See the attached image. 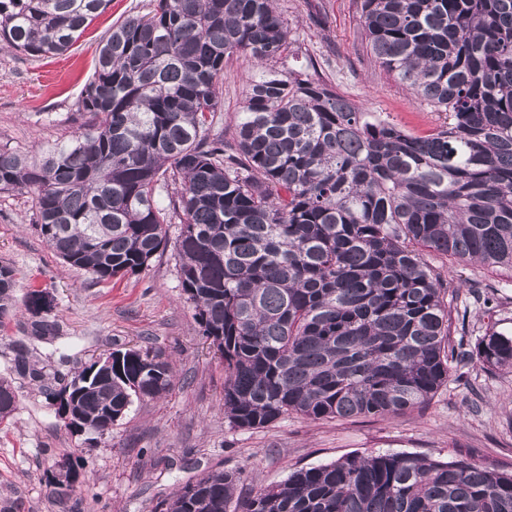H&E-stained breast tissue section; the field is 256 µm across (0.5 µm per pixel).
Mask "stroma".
Wrapping results in <instances>:
<instances>
[{"instance_id":"1","label":"stroma","mask_w":512,"mask_h":512,"mask_svg":"<svg viewBox=\"0 0 512 512\" xmlns=\"http://www.w3.org/2000/svg\"><path fill=\"white\" fill-rule=\"evenodd\" d=\"M152 4L109 0L60 56L0 52V145L37 158L46 144L77 131L83 122L77 105L100 41ZM277 7L295 50L288 67L313 61L338 94L410 133L424 135L437 126L434 109L371 55L360 0H278ZM255 70L244 54L225 67V124H232ZM34 222L31 194L0 193V261L15 268L18 293H53L62 328L61 338L51 342L24 335L19 317L0 319V377L9 375L20 343L46 374L41 382L13 379L18 406L0 422V506L11 512H162V501L178 487L218 468L240 472L234 499L242 502L256 486L282 482L293 470L385 451L437 460L464 454L512 467V372L488 370L471 356L486 332L512 335V276L431 257L455 286V358L447 384L422 409L330 421L294 414L261 429L238 430L224 418V366L181 290L174 250L157 255L141 274L99 282L54 255ZM129 347L165 353L174 375L171 390L134 402L110 433L68 429L54 393L84 363ZM64 459L87 461L90 470L78 479L80 494L62 504L54 489L56 464Z\"/></svg>"}]
</instances>
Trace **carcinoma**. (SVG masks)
<instances>
[{"label":"carcinoma","instance_id":"carcinoma-1","mask_svg":"<svg viewBox=\"0 0 512 512\" xmlns=\"http://www.w3.org/2000/svg\"><path fill=\"white\" fill-rule=\"evenodd\" d=\"M108 0H0V45L60 55ZM371 54L439 124L409 133L278 65L291 47L275 0H154L112 28L77 111L79 132L38 160L0 148V193L33 195V227L98 281L138 275L176 239L180 284L224 363V418L333 420L422 408L448 383L447 279L426 256L512 274V0H361ZM261 66L224 137V65ZM16 296L0 263V318ZM23 331L61 334L53 311ZM72 383L86 431L104 435L173 383L152 349L112 351ZM475 355L512 369V336ZM11 371L39 381L29 350ZM0 378V421L16 409ZM240 473L188 482L165 512H512V470L459 457L352 456L299 468L232 506Z\"/></svg>","mask_w":512,"mask_h":512}]
</instances>
